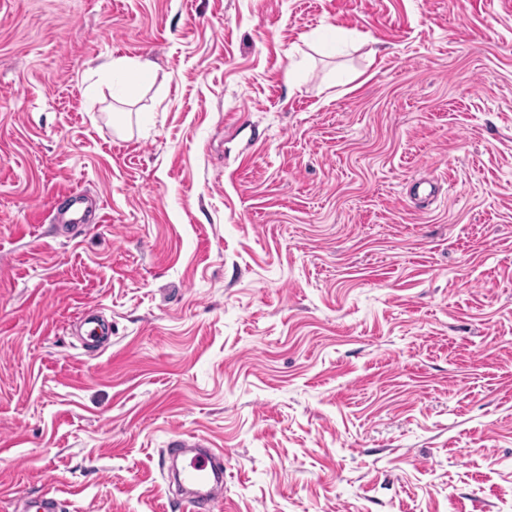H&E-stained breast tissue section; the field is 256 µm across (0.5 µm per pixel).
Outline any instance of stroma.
I'll list each match as a JSON object with an SVG mask.
<instances>
[{"instance_id":"1","label":"stroma","mask_w":512,"mask_h":512,"mask_svg":"<svg viewBox=\"0 0 512 512\" xmlns=\"http://www.w3.org/2000/svg\"><path fill=\"white\" fill-rule=\"evenodd\" d=\"M180 434L217 512H512V0H0V512H179ZM112 75L128 77L135 79L140 73L152 70L153 64L148 60L129 59V58H112L108 64ZM87 195L80 191H68L52 208L53 219L60 224H82ZM211 441L195 435H179L170 443L172 454L183 455L187 448H198L178 474V485L186 493L178 495L183 512H210L222 498L217 492L224 484V452H217Z\"/></svg>"}]
</instances>
